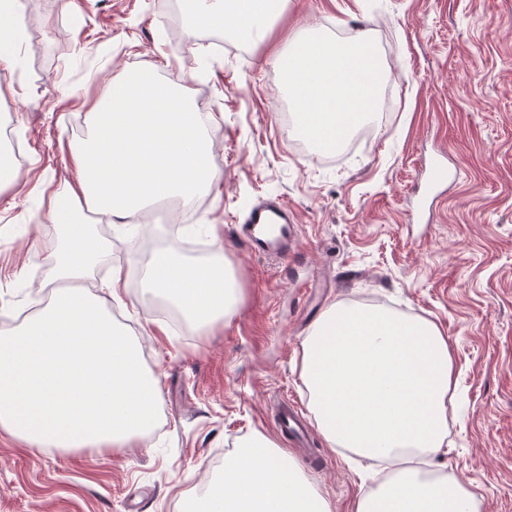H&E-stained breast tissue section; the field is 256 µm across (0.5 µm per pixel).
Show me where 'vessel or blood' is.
<instances>
[{"instance_id": "b4317fda", "label": "vessel or blood", "mask_w": 512, "mask_h": 512, "mask_svg": "<svg viewBox=\"0 0 512 512\" xmlns=\"http://www.w3.org/2000/svg\"><path fill=\"white\" fill-rule=\"evenodd\" d=\"M451 176L445 157L431 160L424 170L427 194L439 192L447 186ZM291 222L286 203L266 204L249 212L241 226V233L254 247L270 249L272 258L284 259L287 258L290 247L288 232Z\"/></svg>"}]
</instances>
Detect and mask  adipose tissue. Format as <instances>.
<instances>
[{
    "mask_svg": "<svg viewBox=\"0 0 512 512\" xmlns=\"http://www.w3.org/2000/svg\"><path fill=\"white\" fill-rule=\"evenodd\" d=\"M193 28L220 27L252 42L286 11L288 0H191ZM210 139L186 94L149 71L113 77L91 114V133L73 149L78 178L56 196L55 288L46 306L16 330L0 332V433L36 450L131 448L147 439L160 399L146 369L83 278L99 244L86 211L131 223L140 208L177 196L192 201L217 179ZM145 289L170 301L202 333L229 319L238 301L222 259L184 261L153 252ZM196 512H332L329 501L270 439L246 440L208 482ZM354 512H478L456 479L410 475L358 497Z\"/></svg>",
    "mask_w": 512,
    "mask_h": 512,
    "instance_id": "obj_1",
    "label": "adipose tissue"
}]
</instances>
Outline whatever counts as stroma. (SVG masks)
Wrapping results in <instances>:
<instances>
[{"mask_svg":"<svg viewBox=\"0 0 512 512\" xmlns=\"http://www.w3.org/2000/svg\"><path fill=\"white\" fill-rule=\"evenodd\" d=\"M173 0H23L22 39L0 63V112L11 113L26 162L0 188V330L50 299L52 198L77 176L73 143L125 70L149 69L201 96L218 180L180 223L151 227L152 248L195 262L223 254L239 289L227 324L160 331L138 277L152 249H130L119 226L93 222L102 254L86 281L138 339L161 387L163 430L146 448L36 452L0 436V512H185L218 457L255 435L274 440L349 512L367 463L283 434L282 401L308 404L302 342L332 303L380 305L447 337L456 394L449 436L428 468L475 493L479 512H512V0H290L264 42L170 26ZM340 37L365 30L384 44L393 104L374 135L320 161L296 145L269 54L300 25ZM460 167L430 210L416 214L422 168L438 154ZM287 202L297 242L287 260L252 251L237 232L250 208ZM126 283L109 299L113 268Z\"/></svg>","mask_w":512,"mask_h":512,"instance_id":"stroma-1","label":"stroma"}]
</instances>
